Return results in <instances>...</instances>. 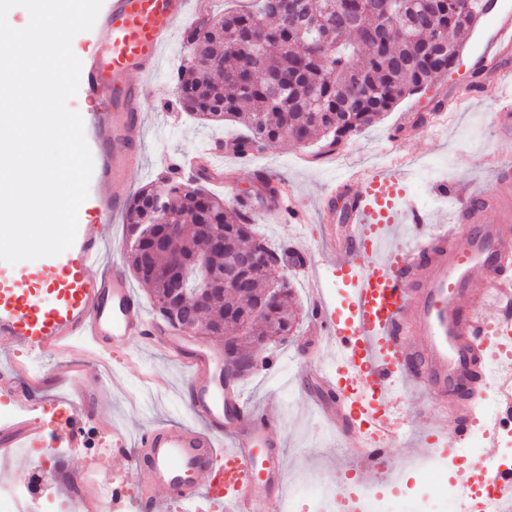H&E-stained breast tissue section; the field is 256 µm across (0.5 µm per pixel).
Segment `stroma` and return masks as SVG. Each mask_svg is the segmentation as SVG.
<instances>
[{"instance_id": "obj_1", "label": "stroma", "mask_w": 512, "mask_h": 512, "mask_svg": "<svg viewBox=\"0 0 512 512\" xmlns=\"http://www.w3.org/2000/svg\"><path fill=\"white\" fill-rule=\"evenodd\" d=\"M198 17V11H191L179 25L161 53L157 70L146 81L142 109L151 114L152 121L140 134L143 163L131 174L128 193H135L150 183L160 184L169 174L166 159L193 153L232 134L227 125L202 124L175 102L172 71L186 52L185 32ZM475 49V37H468L457 69L446 79L432 84L423 94L400 101L378 122L355 132L333 154L321 155L320 145L314 142L273 143L256 152L253 158L230 161V168L237 172L235 183L212 182L209 190L224 198L228 205H248L256 230L277 248L282 244L281 217L278 212L264 210L254 187L261 172L273 182L288 183L296 208L306 217L300 246L307 251L316 269L324 273L331 301L338 307H345L346 288L330 274L332 258L325 253L318 236L322 222L319 203L339 176L361 166L384 168L395 158H402V167L409 178L408 194L416 199H435V212L445 216L452 210L453 202L438 198L440 183L457 184L463 191L486 189L492 184V161L512 162V140L495 135L497 111L506 106L507 101L490 84L483 86L469 109L457 117L444 136L436 138L423 127L414 126L408 137L400 140L395 137L415 115L428 112L434 100L469 81L477 61ZM274 274L279 278L288 277L291 282L295 291L292 304L298 310L300 323L284 343L258 351L257 368L240 381L239 388L253 409L273 410L281 415L280 431L288 477L308 481L314 487L336 471L346 469L350 458L343 453L341 430L321 423L304 394L305 389H316L325 355L315 351L306 337L313 307L302 277L292 268L282 266L275 268ZM129 353L133 358L129 364L109 356L98 359L89 344L77 342L37 362L21 344L0 339V370L20 367L30 375L41 376L62 362L77 365L90 361L95 362L99 370H111L106 403L94 410L89 422V446L79 450L62 447L55 451L70 469H83L85 458L92 455L98 456L108 469H125L127 460L108 452L113 430H123L133 438L142 430L167 423L194 425L183 393V368L169 360L162 350L142 342L131 346Z\"/></svg>"}]
</instances>
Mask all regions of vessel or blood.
<instances>
[{"label": "vessel or blood", "instance_id": "vessel-or-blood-1", "mask_svg": "<svg viewBox=\"0 0 512 512\" xmlns=\"http://www.w3.org/2000/svg\"><path fill=\"white\" fill-rule=\"evenodd\" d=\"M189 6L190 0H110L85 69L88 89L109 104L82 115L101 189L89 200L91 219L79 223L71 248L0 266V337L22 342L35 357L77 339L107 355L149 338L182 364L190 410L206 428H150L133 446L116 435L112 451L133 464L130 477L142 491V512L202 495L215 500L219 512H260L286 488L279 415L250 412L237 389L216 390V354L189 348L180 331L149 318L123 270L104 258L106 227L125 212L122 187L141 164L144 79L157 68ZM510 49L512 19L491 18L479 58L493 82L512 78L504 56ZM223 155L217 143L187 164L230 184L234 175L216 163ZM437 192L456 202L448 220L438 223L406 197L400 173L360 171L337 179L322 211L332 213L344 203V222L322 230L336 255V275L349 287L346 317L330 310L314 266L297 267L315 308L313 331L332 348L316 412L344 429L345 450L357 460L349 473L369 492L391 477L384 451L400 442L399 392L424 398L420 414L430 421L423 440L402 442L409 458L459 447L476 424L484 448H497L504 424L503 416L485 413L483 392L489 365L499 364L512 379V361H501L512 358V280L506 276L512 269V168H498L485 191L464 196L456 184L444 182ZM36 288L46 289L47 297L33 296ZM13 397L20 408L10 424L13 445H85L89 402L73 404L66 420L51 429L25 392ZM222 439L228 446L221 450ZM467 472L461 486L471 512H480L486 493L498 512H512V469L498 471L490 482L479 462H468ZM73 484L85 512H115L124 503L120 488L104 492L78 478Z\"/></svg>", "mask_w": 512, "mask_h": 512}]
</instances>
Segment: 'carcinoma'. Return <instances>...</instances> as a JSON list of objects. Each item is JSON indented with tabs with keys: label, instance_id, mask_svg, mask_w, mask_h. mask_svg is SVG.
I'll return each instance as SVG.
<instances>
[{
	"label": "carcinoma",
	"instance_id": "1",
	"mask_svg": "<svg viewBox=\"0 0 512 512\" xmlns=\"http://www.w3.org/2000/svg\"><path fill=\"white\" fill-rule=\"evenodd\" d=\"M258 0L256 10L240 9L200 20L187 35L196 63L178 64L173 91L184 111L195 118L235 127L236 154L247 157L269 142L305 144L321 139L331 152L349 133L380 119L401 99L422 92L452 71L460 44L449 34L472 30L471 15L482 0ZM315 14L319 28L307 25ZM424 16L419 28H403L401 15ZM183 225L161 267L173 257H207L213 269L230 265L242 251L266 259L243 273L248 287L224 280V302L216 307L172 309L164 303L168 288L161 278L140 274L139 253L128 254L134 277L150 288L161 322L176 329L198 328L215 336L228 332L237 341L225 365L234 369L246 350L291 334L288 279L271 278L285 251L270 249L252 229L249 210L224 205L203 185V177L172 176L160 188L136 192L125 212L132 230L141 224ZM224 234V252L210 248L196 225ZM279 282L277 305L259 313L271 283Z\"/></svg>",
	"mask_w": 512,
	"mask_h": 512
}]
</instances>
